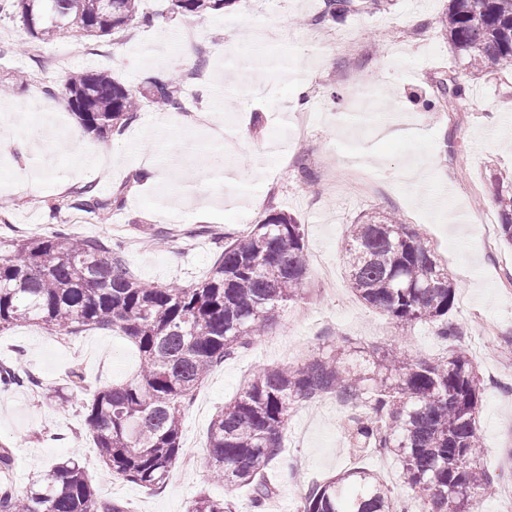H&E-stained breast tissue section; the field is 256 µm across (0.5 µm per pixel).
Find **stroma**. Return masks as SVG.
I'll return each mask as SVG.
<instances>
[{"instance_id": "stroma-1", "label": "stroma", "mask_w": 512, "mask_h": 512, "mask_svg": "<svg viewBox=\"0 0 512 512\" xmlns=\"http://www.w3.org/2000/svg\"><path fill=\"white\" fill-rule=\"evenodd\" d=\"M324 0H236L226 11L201 19L177 16L166 0H140L151 25L132 24L95 39L70 31L57 42H32L17 19L0 18V83L30 71L34 79L10 100L39 126L46 114L54 127L38 151L10 157L0 153V200L8 203L0 236L46 234L57 226L80 237L121 241L126 265L144 283L184 286L202 280L217 252L214 234L235 238L242 225L260 223L270 210L295 216L304 229V257L322 255L334 271L322 278L310 270L308 291L286 306L263 336L226 359L207 376L182 419L181 444L195 448L191 464L177 463L164 485L146 489L110 478L88 439L82 405L93 393L130 376L140 365L134 346L108 329L88 328L57 336L38 327L0 332V364L33 373L43 386L65 387L71 372L84 377L82 391L67 405L47 403L31 389L0 388V442L12 443L17 465L11 475L17 493L46 477L57 463L80 456L96 493L150 512H186L199 494L231 501L234 512H253L241 490L210 480L207 430L225 403L235 398L252 374L271 366L303 364L339 346L354 351V363L369 369L373 359L400 349L438 358L447 345L431 324L400 335L380 313L356 297L343 261L350 224L371 211L395 212L430 241L459 287L452 320L481 349L467 354L479 375L512 369V300L504 294L503 268L512 269V249L485 250L479 215L497 221L488 177H512V76L494 63L480 75L461 71L468 89L454 112L425 109L436 77L456 67L442 19L448 0H379L371 10L341 22L310 25ZM193 29L201 79L186 85L180 61V35ZM287 34L282 48L270 49L281 69H260L251 42ZM107 71L136 93L151 78L181 80V95L193 99L205 116H181L176 129L161 128L159 109L143 102L137 118L101 152L110 156L107 173L89 176L63 133L75 121L60 89L67 75ZM307 83L304 109H296L289 86ZM306 130H298L301 114ZM163 157L154 185L136 181L143 163ZM422 157L436 167L420 178L404 175ZM44 167L45 186L21 181L22 167ZM315 183L305 190L300 168ZM368 172L373 192L347 195L337 188L352 170ZM128 184L121 208L107 222L70 208L50 218L48 203L73 200L93 186L108 196ZM494 334H487L488 324ZM484 454L481 464L498 486L482 512H502V488L512 486V376L506 386L484 385L478 413ZM285 448L272 469L280 512H298L303 478H323L363 466L399 489L400 464L391 455L356 457L346 429V410L333 404L310 415L296 403L288 417Z\"/></svg>"}]
</instances>
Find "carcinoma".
Instances as JSON below:
<instances>
[{"label": "carcinoma", "instance_id": "cac0c4a2", "mask_svg": "<svg viewBox=\"0 0 512 512\" xmlns=\"http://www.w3.org/2000/svg\"><path fill=\"white\" fill-rule=\"evenodd\" d=\"M367 0H324L319 21H336ZM236 0H170L172 13L203 18ZM138 0H0V17L19 18L38 42L72 29L91 37L124 30ZM443 27L457 55L479 72L490 61L512 65V0H449ZM428 109L459 103L467 87L450 70L435 84ZM69 110L100 143L136 117L133 90L103 71L82 72L63 85ZM149 99L179 110L172 76L149 82ZM498 208L499 239L512 247V179L490 176ZM125 187L103 198L86 187L74 207L95 216L122 205ZM304 232L296 217L272 211L223 249L205 279L191 286L145 284L127 268L107 238L77 240L55 231L0 245V331L28 323L68 335L83 327L112 328L137 349L140 367L120 383L99 388L83 405L99 460L113 475L153 489L181 456L182 411L212 368L253 342L279 309L302 298L308 281ZM344 252L349 281L367 306L406 333L429 322L447 341L437 359L389 352L373 375L347 366L344 348H332L300 366L266 368L242 394L213 416L208 464L214 480L246 488L262 512L276 494L268 474L284 448L291 407L334 396L351 408L356 455L384 453L401 461L400 478L423 512H479L494 486L480 468L477 407L481 385L450 319L458 287L427 237L390 214L371 213L351 225ZM5 387L36 386L37 379L0 367ZM0 512H130L102 499L80 459L57 464L24 497L0 483ZM187 512H233L201 496ZM300 512H408L377 473L352 467L304 488Z\"/></svg>", "mask_w": 512, "mask_h": 512}]
</instances>
